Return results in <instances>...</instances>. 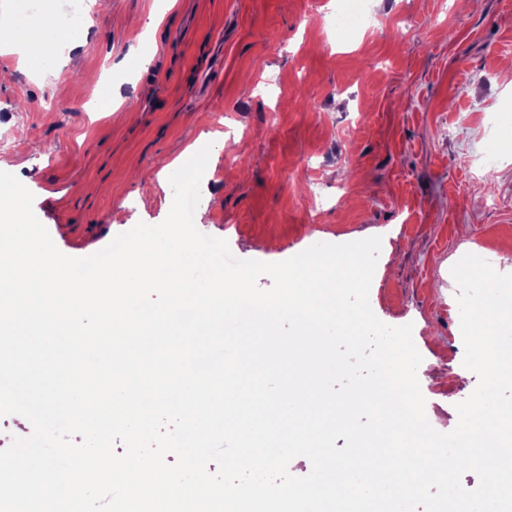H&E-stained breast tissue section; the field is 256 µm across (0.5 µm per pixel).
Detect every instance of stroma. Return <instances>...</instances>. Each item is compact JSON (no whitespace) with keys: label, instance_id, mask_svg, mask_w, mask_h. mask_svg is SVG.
I'll list each match as a JSON object with an SVG mask.
<instances>
[{"label":"stroma","instance_id":"stroma-1","mask_svg":"<svg viewBox=\"0 0 512 512\" xmlns=\"http://www.w3.org/2000/svg\"><path fill=\"white\" fill-rule=\"evenodd\" d=\"M338 4L106 0L32 64L14 26L73 2L0 0V130L27 131L0 171L71 257L161 223L177 161L205 146L195 214L234 257L381 237L370 306L412 324L426 416L447 433L477 384L453 375L451 268L472 253L512 273V0H364L372 22L344 41Z\"/></svg>","mask_w":512,"mask_h":512}]
</instances>
